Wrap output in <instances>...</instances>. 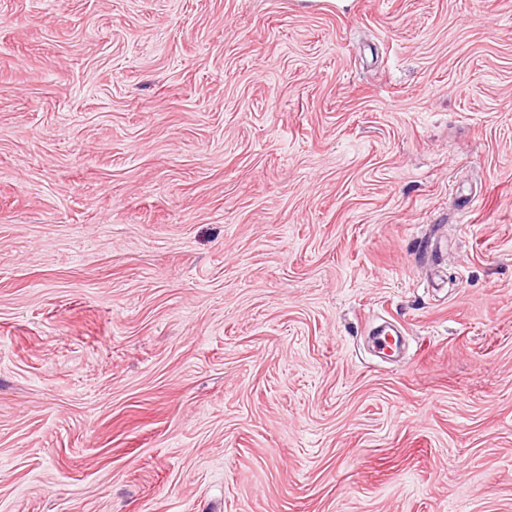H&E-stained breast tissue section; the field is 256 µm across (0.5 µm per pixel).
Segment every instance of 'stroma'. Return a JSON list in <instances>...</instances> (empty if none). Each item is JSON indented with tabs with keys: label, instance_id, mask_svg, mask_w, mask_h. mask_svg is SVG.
<instances>
[{
	"label": "stroma",
	"instance_id": "35a3bbf8",
	"mask_svg": "<svg viewBox=\"0 0 512 512\" xmlns=\"http://www.w3.org/2000/svg\"><path fill=\"white\" fill-rule=\"evenodd\" d=\"M0 512H512V0H0Z\"/></svg>",
	"mask_w": 512,
	"mask_h": 512
}]
</instances>
